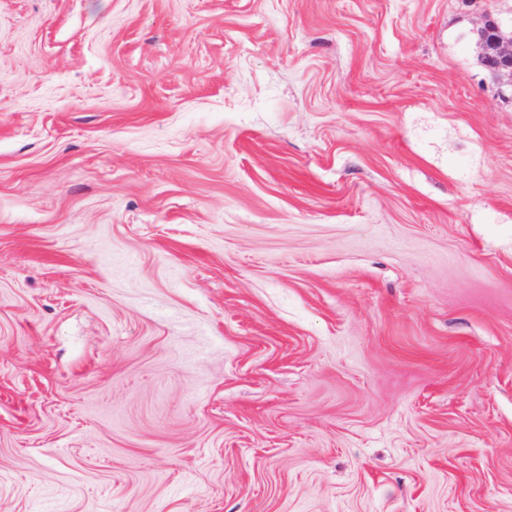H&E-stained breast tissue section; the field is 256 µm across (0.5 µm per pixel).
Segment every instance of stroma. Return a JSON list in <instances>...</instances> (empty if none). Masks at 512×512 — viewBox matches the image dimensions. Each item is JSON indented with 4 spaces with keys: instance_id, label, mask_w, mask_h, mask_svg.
<instances>
[{
    "instance_id": "obj_1",
    "label": "stroma",
    "mask_w": 512,
    "mask_h": 512,
    "mask_svg": "<svg viewBox=\"0 0 512 512\" xmlns=\"http://www.w3.org/2000/svg\"><path fill=\"white\" fill-rule=\"evenodd\" d=\"M512 0H0V512H512ZM507 27L502 19L486 14L475 35L485 70L493 79L508 77L512 82V18Z\"/></svg>"
}]
</instances>
